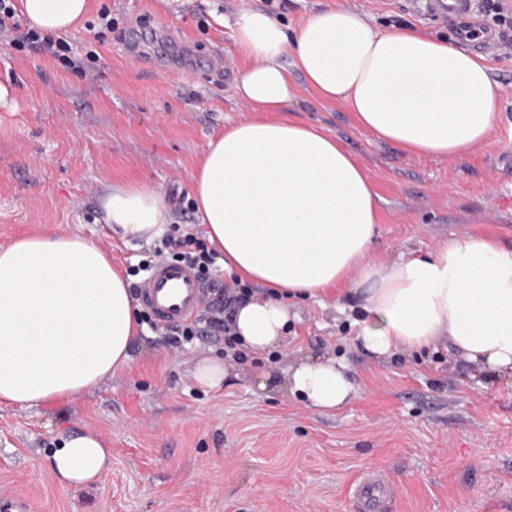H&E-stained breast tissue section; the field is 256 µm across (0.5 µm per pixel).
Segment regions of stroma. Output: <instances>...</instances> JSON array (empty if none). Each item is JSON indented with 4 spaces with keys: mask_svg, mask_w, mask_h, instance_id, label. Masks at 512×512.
<instances>
[{
    "mask_svg": "<svg viewBox=\"0 0 512 512\" xmlns=\"http://www.w3.org/2000/svg\"><path fill=\"white\" fill-rule=\"evenodd\" d=\"M409 0H91L66 34L95 64L75 73L0 43V246L23 235L93 238L127 268L153 252L105 223L112 187L144 183L190 197L207 145L247 119L234 93L239 63L226 23L241 10L284 24L326 7L354 8L383 27L404 20L456 43L451 24ZM110 12L117 32L100 29ZM501 87L492 136L455 161L417 157L361 129L342 105L301 90L296 117L336 137L381 198L371 259L426 252L450 235L512 245V57L484 55ZM286 345L235 362L223 389L192 380L196 362L224 354L207 336L179 347L139 336L131 366L80 396L36 407L0 403V496L31 512H359L354 488L378 474L393 493L381 512H512V378L426 347L388 358L359 348L360 312L335 298L293 300ZM313 356L348 366L355 393L342 407L311 406L286 385L257 387L262 370ZM96 435L110 456L97 480L69 485L48 455L63 438Z\"/></svg>",
    "mask_w": 512,
    "mask_h": 512,
    "instance_id": "obj_1",
    "label": "stroma"
}]
</instances>
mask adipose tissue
Masks as SVG:
<instances>
[{
	"instance_id": "obj_1",
	"label": "adipose tissue",
	"mask_w": 512,
	"mask_h": 512,
	"mask_svg": "<svg viewBox=\"0 0 512 512\" xmlns=\"http://www.w3.org/2000/svg\"><path fill=\"white\" fill-rule=\"evenodd\" d=\"M90 0H21L28 27L58 35ZM235 86L251 116L210 140L193 175L196 218L225 271L261 286L235 308L230 332L264 353L288 338V298L360 289L359 340L378 357L447 342L493 375L512 376V248L454 236L423 254L374 261L378 196L365 167L324 129L289 113L301 88L354 112L376 139L418 156L464 158L491 136L500 86L481 58L413 27L380 28L329 7L296 28L260 10L234 23ZM106 221L124 239L153 240L164 197L144 184L112 189ZM139 333L126 280L94 242L27 235L0 248V402L32 406L82 394L125 369ZM293 394L334 409L353 394L346 365L303 360ZM53 467L68 483L109 465L96 436L63 440Z\"/></svg>"
}]
</instances>
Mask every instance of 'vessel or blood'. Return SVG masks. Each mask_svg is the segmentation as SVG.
I'll use <instances>...</instances> for the list:
<instances>
[{"instance_id": "b4317fda", "label": "vessel or blood", "mask_w": 512, "mask_h": 512, "mask_svg": "<svg viewBox=\"0 0 512 512\" xmlns=\"http://www.w3.org/2000/svg\"><path fill=\"white\" fill-rule=\"evenodd\" d=\"M430 16L465 18L475 11L474 0H426ZM203 301V288L192 270L181 263L163 261L146 274L140 302L158 324L173 325L194 317ZM389 488L384 480L373 477L358 490L361 512H377Z\"/></svg>"}]
</instances>
